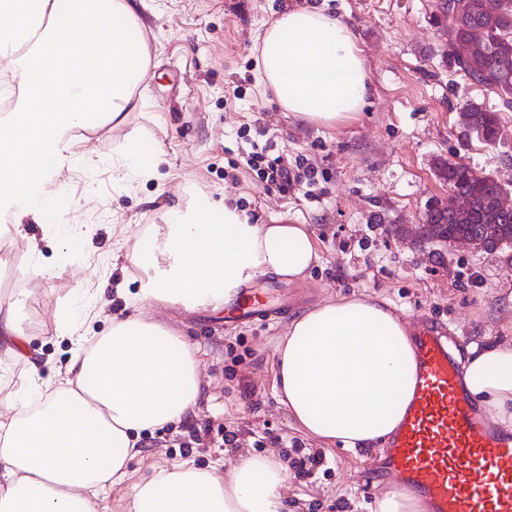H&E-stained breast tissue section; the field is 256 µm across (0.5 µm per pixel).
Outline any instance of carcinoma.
I'll return each instance as SVG.
<instances>
[{
	"instance_id": "1",
	"label": "carcinoma",
	"mask_w": 512,
	"mask_h": 512,
	"mask_svg": "<svg viewBox=\"0 0 512 512\" xmlns=\"http://www.w3.org/2000/svg\"><path fill=\"white\" fill-rule=\"evenodd\" d=\"M433 16L441 57L472 83L493 90L504 107L512 108V0H441ZM464 135L474 134L487 145L497 143L500 128L497 111L482 103L462 109ZM438 179L448 183L454 196L448 212H428L442 226L448 239L476 236L486 224H500L512 235V209L497 204L503 184L492 175L464 164L434 165Z\"/></svg>"
}]
</instances>
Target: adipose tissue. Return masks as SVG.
I'll return each instance as SVG.
<instances>
[{"instance_id":"obj_1","label":"adipose tissue","mask_w":512,"mask_h":512,"mask_svg":"<svg viewBox=\"0 0 512 512\" xmlns=\"http://www.w3.org/2000/svg\"><path fill=\"white\" fill-rule=\"evenodd\" d=\"M134 0H0V211L15 232L50 227L70 203L59 180L84 158L73 132L116 127L148 74ZM92 31L78 53L68 48ZM262 80L284 111L331 126L361 111L365 61L349 25L314 9L286 10L263 34ZM151 249L133 266L153 270L143 300L223 306L224 293L260 274L292 281L318 262L302 224H252L237 209L197 199L153 225ZM94 307L76 298L55 319L74 353L60 380L30 365L0 412V512H96L99 495L122 488L127 512H285V473L249 459L232 480L221 469L157 465L132 480L144 432L183 419L201 389L202 361L166 326L139 316L109 332L83 333ZM20 302L0 303V364L28 356ZM465 388L499 425L512 427V344H471ZM408 327L380 297H348L307 310L275 348V391L311 437L355 451L384 447L415 389Z\"/></svg>"}]
</instances>
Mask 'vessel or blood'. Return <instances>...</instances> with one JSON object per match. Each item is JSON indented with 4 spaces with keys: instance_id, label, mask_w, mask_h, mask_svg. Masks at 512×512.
I'll return each instance as SVG.
<instances>
[{
    "instance_id": "1",
    "label": "vessel or blood",
    "mask_w": 512,
    "mask_h": 512,
    "mask_svg": "<svg viewBox=\"0 0 512 512\" xmlns=\"http://www.w3.org/2000/svg\"><path fill=\"white\" fill-rule=\"evenodd\" d=\"M232 321L266 313L263 297L237 288L224 298ZM416 386L385 457L370 473L423 501L426 512H512V428L489 422L464 387V367L441 327L412 336Z\"/></svg>"
}]
</instances>
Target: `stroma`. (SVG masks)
Masks as SVG:
<instances>
[{
  "mask_svg": "<svg viewBox=\"0 0 512 512\" xmlns=\"http://www.w3.org/2000/svg\"><path fill=\"white\" fill-rule=\"evenodd\" d=\"M438 2L146 0L149 73L136 91L143 102L119 128L78 131L76 149L86 165L63 178L72 205L54 222L81 226L83 251H64L54 229L36 225L22 237L0 233V252L18 256L21 267L12 293L33 290L22 318L42 377L55 376L70 359L53 320L81 294L104 295L90 324L94 335L107 332L113 317L138 315L199 348L202 396L181 422L145 437L144 456L130 463L135 476L157 464H218L229 479L245 460L280 464L316 448L329 470L306 477L287 468V512H375L388 487L367 482L363 472L379 450L355 453L308 436L276 396L274 351L292 318L340 297L377 295L407 322L442 325L455 346L512 341V245L485 253L392 231L416 223L429 201L447 197L433 170L440 157L492 173L512 193V109L501 110L496 146L461 134L464 105L500 102L438 55L431 24ZM313 6L351 23L371 87L362 111L332 127L283 112L264 92L255 63L260 34L283 9ZM129 136L162 149L156 169L136 178L113 171L112 151ZM256 145L289 169L314 166L316 184L283 193L261 182L241 163ZM195 196L241 208L254 224L306 225L319 262L294 281L255 278L267 299L283 303L274 320L236 326L220 309L135 300L148 271L127 268V241ZM37 264L51 275L33 285L25 271ZM228 431L236 435L230 445L223 442Z\"/></svg>",
  "mask_w": 512,
  "mask_h": 512,
  "instance_id": "obj_1",
  "label": "stroma"
}]
</instances>
